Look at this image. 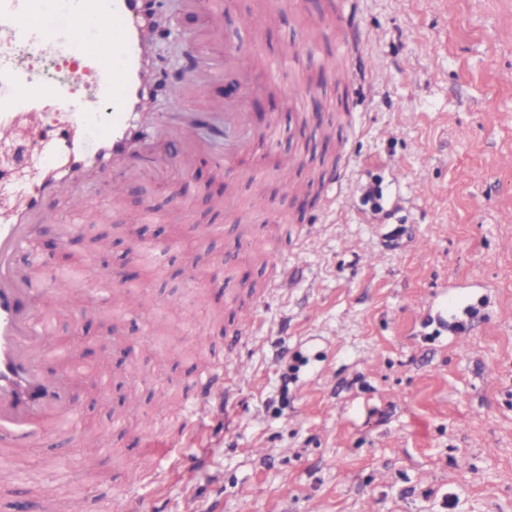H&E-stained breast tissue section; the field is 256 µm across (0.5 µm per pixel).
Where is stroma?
<instances>
[{"label":"stroma","mask_w":512,"mask_h":512,"mask_svg":"<svg viewBox=\"0 0 512 512\" xmlns=\"http://www.w3.org/2000/svg\"><path fill=\"white\" fill-rule=\"evenodd\" d=\"M338 2L271 12L268 0H228L221 41L197 42L215 60L235 43L257 83L308 93L279 109L246 104L254 129L273 120L279 135L232 164L200 127L199 179L146 174L108 221L80 225L86 258L111 270L132 257L129 225L156 241L161 218L189 204L182 241L153 255L154 276L138 284L150 312H126L106 287L85 309L68 372L86 383L80 410L0 456V512H115L127 496L144 512H512V0H355L362 76L350 88L318 64L336 55ZM262 11L261 31L241 25ZM287 153L299 163L286 174L276 161ZM342 168L349 180L326 205ZM285 174L325 185L302 206L282 196ZM229 183L239 202L259 190L268 203L245 237L215 204ZM249 242L274 244L294 286L260 306L239 351L244 381L191 436L193 379L223 363L248 282L262 290L273 277L225 265ZM204 254L221 272L202 292L186 266ZM453 285L482 302L462 348L431 306ZM88 293L73 281L37 299L54 335L76 324L65 299ZM112 322L145 337L148 356L101 359L96 339ZM93 382L138 398L102 403ZM153 431L176 462L144 455Z\"/></svg>","instance_id":"1"}]
</instances>
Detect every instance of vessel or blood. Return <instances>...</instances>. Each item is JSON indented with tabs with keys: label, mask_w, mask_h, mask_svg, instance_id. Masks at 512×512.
<instances>
[{
	"label": "vessel or blood",
	"mask_w": 512,
	"mask_h": 512,
	"mask_svg": "<svg viewBox=\"0 0 512 512\" xmlns=\"http://www.w3.org/2000/svg\"><path fill=\"white\" fill-rule=\"evenodd\" d=\"M143 0H62L57 12L41 15L36 0H0V32L13 42L38 48L60 61L83 51L73 21L91 17L112 33L113 53L99 62V75L81 96L73 86L81 75L71 72L53 82L36 68L0 64V165L19 132L38 122L46 97L57 100L68 119L60 129L45 130L29 183L0 181V446L12 448L34 434L46 413L66 412V380L46 382L39 364L48 334L33 311L48 279L40 273L33 249L42 225L58 220V205L84 197L89 182L108 181L127 187L147 170L165 175L173 168L189 171L200 151L196 127L187 120L146 129L140 117L151 107L148 89L156 73L145 62L148 42L141 23ZM339 54L348 56L359 31L348 9L336 16ZM207 60L188 70V83L171 87L169 107L182 109L191 96H203L220 76ZM220 111L224 127V159L232 161L253 145L241 101L207 103ZM242 341L233 336L223 366L198 373L195 396L185 418L187 430L203 426L214 402L241 376L232 352Z\"/></svg>",
	"instance_id": "b4317fda"
}]
</instances>
